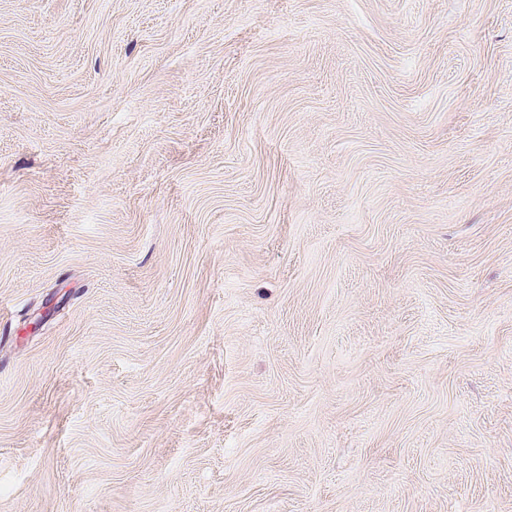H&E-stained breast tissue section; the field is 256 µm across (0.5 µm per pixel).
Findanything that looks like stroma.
Masks as SVG:
<instances>
[{
	"label": "stroma",
	"instance_id": "35a3bbf8",
	"mask_svg": "<svg viewBox=\"0 0 512 512\" xmlns=\"http://www.w3.org/2000/svg\"><path fill=\"white\" fill-rule=\"evenodd\" d=\"M0 512H512V0H0Z\"/></svg>",
	"mask_w": 512,
	"mask_h": 512
}]
</instances>
